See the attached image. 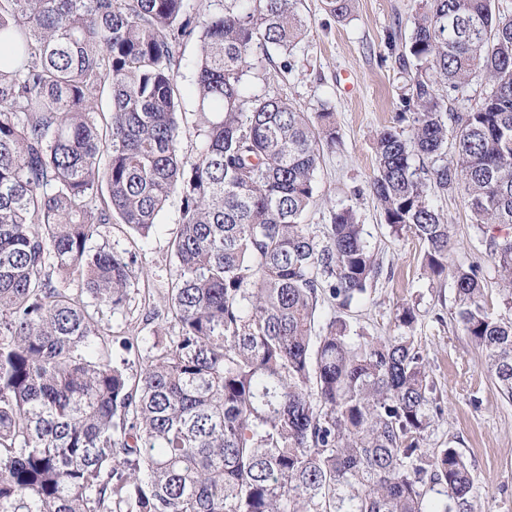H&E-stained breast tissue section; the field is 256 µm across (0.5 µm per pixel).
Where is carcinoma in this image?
<instances>
[{"label":"carcinoma","instance_id":"cac0c4a2","mask_svg":"<svg viewBox=\"0 0 512 512\" xmlns=\"http://www.w3.org/2000/svg\"><path fill=\"white\" fill-rule=\"evenodd\" d=\"M188 2L0 0V512H478L459 451L424 447L444 410L414 309L389 336L351 321L382 274L357 210L303 223L333 113L245 90L288 67L310 28L299 0ZM193 38L203 145L187 156L174 67ZM402 48L410 135L377 134L372 195L425 270L450 273L512 401V317L479 265L448 266L431 202L458 186L481 232L512 225V12L418 0ZM475 77L481 104L448 113ZM174 195L178 334L131 377L101 321L134 258L92 241L114 219L148 236ZM486 245L512 306V236Z\"/></svg>","mask_w":512,"mask_h":512}]
</instances>
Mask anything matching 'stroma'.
Listing matches in <instances>:
<instances>
[{
	"label": "stroma",
	"mask_w": 512,
	"mask_h": 512,
	"mask_svg": "<svg viewBox=\"0 0 512 512\" xmlns=\"http://www.w3.org/2000/svg\"><path fill=\"white\" fill-rule=\"evenodd\" d=\"M415 5L416 0H354L351 14L339 19L327 10L325 0H300V10L311 22L309 32L293 50L288 68L270 82L269 91L287 97L303 112H333L339 141L320 163L315 202L304 221L327 224L335 208H356L383 272L358 305L355 326L388 335L396 308L405 303L414 306V336L429 356L445 409L443 420L429 429L424 444L458 449L476 479L483 512H512V402L501 397L480 353L459 327L451 279L425 271L423 245L411 233H391L370 190L376 172L375 137L383 127L396 125L407 79L397 54L385 46V35L394 30L407 38ZM198 54V42L187 41L176 71L181 107L189 114L180 132V149L186 155L195 154L203 140L193 115ZM433 201L450 224V260L479 263L491 310L511 311L503 300L504 283L471 221L462 189L435 195ZM179 214L180 200L174 197L148 237L112 223L102 225L93 241L94 246L134 258L128 304L103 317L112 332V358L127 360L132 376L154 353L157 335L178 331L167 313L166 299L175 273L171 232ZM126 338L137 342L135 352L123 349Z\"/></svg>",
	"instance_id": "obj_1"
}]
</instances>
